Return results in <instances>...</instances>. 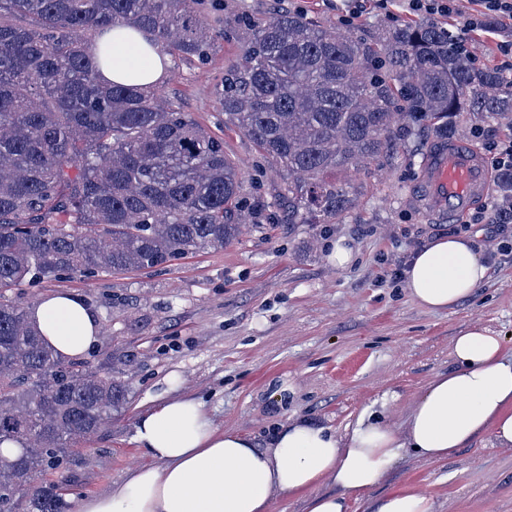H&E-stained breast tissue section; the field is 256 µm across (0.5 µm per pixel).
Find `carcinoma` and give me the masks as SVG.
Listing matches in <instances>:
<instances>
[{
  "label": "carcinoma",
  "mask_w": 512,
  "mask_h": 512,
  "mask_svg": "<svg viewBox=\"0 0 512 512\" xmlns=\"http://www.w3.org/2000/svg\"><path fill=\"white\" fill-rule=\"evenodd\" d=\"M198 0H0V288L103 269L163 268L222 249L241 224L275 221L224 140L150 84L104 85L99 50L117 26L172 58L204 59L211 25ZM241 46L224 70V127L249 137L280 176L283 223L339 224L359 190L336 171L398 159L420 132L427 157L466 118L512 120V87L481 66L451 25L400 20L343 32L274 0L224 14ZM512 222V172L499 177ZM0 300V512H66L35 485L126 403L112 372L58 358L29 316Z\"/></svg>",
  "instance_id": "obj_1"
}]
</instances>
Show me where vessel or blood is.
I'll list each match as a JSON object with an SVG mask.
<instances>
[{
  "instance_id": "1",
  "label": "vessel or blood",
  "mask_w": 512,
  "mask_h": 512,
  "mask_svg": "<svg viewBox=\"0 0 512 512\" xmlns=\"http://www.w3.org/2000/svg\"><path fill=\"white\" fill-rule=\"evenodd\" d=\"M490 187L491 176L480 154L460 140L430 154L420 199L426 213L455 217L484 198Z\"/></svg>"
}]
</instances>
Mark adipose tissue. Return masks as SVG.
Segmentation results:
<instances>
[{
  "instance_id": "adipose-tissue-1",
  "label": "adipose tissue",
  "mask_w": 512,
  "mask_h": 512,
  "mask_svg": "<svg viewBox=\"0 0 512 512\" xmlns=\"http://www.w3.org/2000/svg\"><path fill=\"white\" fill-rule=\"evenodd\" d=\"M164 77L157 49L129 29H113L102 83L139 87ZM487 272L469 239L448 235L415 252L404 284L419 305L442 311L470 298ZM31 319L66 361L80 359L99 339L98 316L70 292L40 300ZM453 353L454 368L436 374L415 398L401 431L367 408L348 434L296 417L261 447L217 428L196 399L166 400L137 418L135 442L148 464L108 493L79 497L77 512H270L277 494L305 496L307 512H348L351 497L377 486L409 449L439 460L484 434L511 448L512 354L481 327L456 336ZM324 480L335 492L312 494Z\"/></svg>"
}]
</instances>
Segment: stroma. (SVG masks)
Masks as SVG:
<instances>
[{"label": "stroma", "instance_id": "1", "mask_svg": "<svg viewBox=\"0 0 512 512\" xmlns=\"http://www.w3.org/2000/svg\"><path fill=\"white\" fill-rule=\"evenodd\" d=\"M476 10L475 0H455L449 22L478 64L500 68L512 28L468 30ZM239 54L238 44L215 34L206 63L171 60L159 88L178 111L223 139L227 155L247 178H258V194L273 203L279 177L256 174L255 145L224 126L221 82ZM418 145L409 140L398 164L357 176L362 196L343 223L247 224L230 245L161 270L65 277L1 294L82 298L102 323L84 365L112 371L129 386L127 405L77 442L45 481L58 483L70 502L109 491L148 463L134 441L136 419L166 398H199L217 427L262 441L291 417L345 434L390 391L397 398L386 419L400 427L415 395L454 367L460 331L485 328L511 350L512 252L499 254L486 243V225H472L467 235L488 278L457 307L428 310L392 276L422 243L454 231L450 223L435 225L414 197L423 176ZM341 238L354 252L343 269L328 259L331 242ZM283 385L288 392L281 401L276 391ZM399 487L431 496L436 512H512V449L485 436L446 460L404 453L376 487L353 499L352 512H369L374 500Z\"/></svg>", "mask_w": 512, "mask_h": 512}]
</instances>
